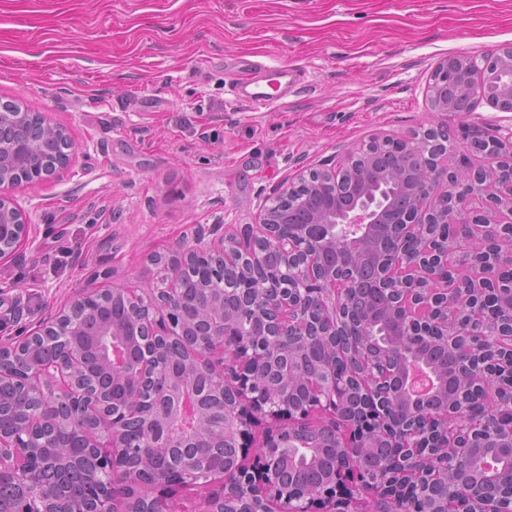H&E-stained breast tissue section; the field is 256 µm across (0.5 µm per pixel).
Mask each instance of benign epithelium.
<instances>
[{
  "instance_id": "1",
  "label": "benign epithelium",
  "mask_w": 512,
  "mask_h": 512,
  "mask_svg": "<svg viewBox=\"0 0 512 512\" xmlns=\"http://www.w3.org/2000/svg\"><path fill=\"white\" fill-rule=\"evenodd\" d=\"M453 82L468 92L470 106L485 101L501 112H512V45L480 58L450 55L440 59L429 75L428 92L434 111H457L456 101L444 95ZM38 117L48 131L65 129L40 113L19 112L13 121L29 123ZM447 126L438 120L425 130L400 140L402 156L415 169L416 187L409 203L400 206L385 194L396 178L376 181L357 168L370 148L392 141L374 137L349 152L342 164L300 175L282 185L274 200L296 210L309 208L305 190L336 195L345 179L351 205L314 213L318 227L313 244L308 228L283 230L275 205L264 207L256 224L241 227L209 241L199 235L193 246L182 243L162 261L167 273L162 288L151 279L134 288L84 290L63 309L38 326L22 328L16 337L0 342V387L23 384L27 402L1 410L16 417L21 431L0 433V479L21 484L16 498L0 512H28L35 502L40 512H56L55 488L45 483L39 470L24 466L44 446L40 435L68 427L99 456L108 480L94 485L91 499L74 512H130L120 500V489L130 484L127 475H142L137 512H512V484L485 496L479 483L494 478L500 467L492 452H512V421L500 419L512 412V386L507 393H493L488 420L469 414L470 401L498 386L491 365L512 375V192H500L499 180L512 174V132L489 137L478 127L464 128L446 139ZM488 143L489 165L471 162V139ZM34 163V141L10 142L9 158H0V258L16 253L27 232L20 211L5 190L27 180L61 175L70 166V153L48 170L23 177L11 168L15 161ZM479 194L484 205L467 220L471 235L438 237L409 259L415 271L411 281H397L379 259L375 286L383 296L385 314L398 317L403 335L456 354L462 336V317L491 303L490 320L484 324L489 348L483 359L457 362L456 391L434 409L436 396L447 387L435 368L419 353L411 352L398 336L375 343L378 327L359 321L352 299V280L322 262L325 250L339 246L343 270H351L366 257L379 227L389 223L394 236L429 237L436 224L450 228L451 215L460 213L467 197ZM468 258L487 265L484 276L470 282L456 279L448 287L443 273L455 275L458 265L448 256ZM201 257L221 263L201 285L204 303L195 321L182 317L186 300L179 287L180 273ZM273 268L281 287L259 285L250 290L257 336L283 335L282 315H288L292 344L286 359L276 360L265 343L238 338V319L224 310V296L214 289L224 286L223 270L249 275L257 268ZM123 296L131 312L133 330L109 324L101 329V366L112 372L113 386L124 388L120 398L107 401L94 391L91 373L81 351L69 345L80 328L81 316L104 295ZM416 302L429 311L417 323L399 317L404 303ZM180 345L182 374L167 379L148 400L141 390L157 375L153 349ZM224 355L218 371L208 355ZM26 361L27 377L18 379L13 364ZM220 411L223 421L210 431L208 414ZM266 421L253 461L245 439L253 427ZM142 427L141 447L153 456L133 464L134 449L125 441V425ZM331 435L336 456L321 486L309 490L286 480L281 472V449L295 436ZM213 435L224 441L226 455L217 464L188 456L185 449L198 439ZM201 481L217 489L209 492L199 511L180 492Z\"/></svg>"
}]
</instances>
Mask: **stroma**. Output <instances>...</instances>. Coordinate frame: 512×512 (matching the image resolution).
<instances>
[{"label": "stroma", "mask_w": 512, "mask_h": 512, "mask_svg": "<svg viewBox=\"0 0 512 512\" xmlns=\"http://www.w3.org/2000/svg\"><path fill=\"white\" fill-rule=\"evenodd\" d=\"M512 43V0H0V100L45 113L69 170L10 196L28 233L0 259V312L33 327L84 288L159 276L195 228L254 224L283 183L377 135L430 119L428 76L451 54ZM249 59L252 72L237 58ZM287 67L272 106L235 85ZM490 135L512 112L449 116Z\"/></svg>", "instance_id": "35a3bbf8"}]
</instances>
